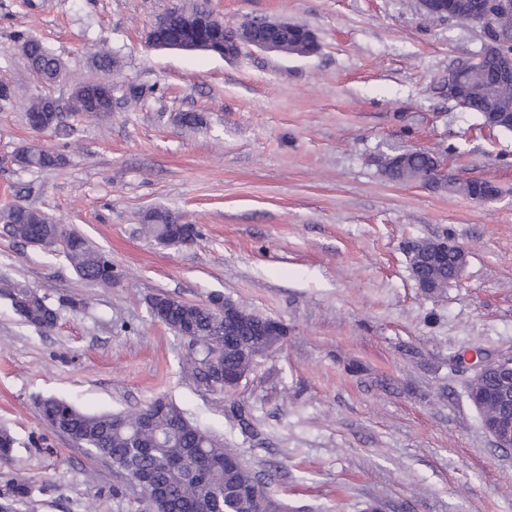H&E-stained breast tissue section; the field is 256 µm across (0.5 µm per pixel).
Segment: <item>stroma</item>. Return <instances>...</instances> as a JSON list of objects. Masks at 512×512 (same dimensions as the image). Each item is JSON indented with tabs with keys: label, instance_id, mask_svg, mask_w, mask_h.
Here are the masks:
<instances>
[{
	"label": "stroma",
	"instance_id": "stroma-1",
	"mask_svg": "<svg viewBox=\"0 0 512 512\" xmlns=\"http://www.w3.org/2000/svg\"><path fill=\"white\" fill-rule=\"evenodd\" d=\"M200 5L230 31L305 25L320 49L245 45L228 60L146 46L157 18ZM18 31L60 58L64 80L31 74ZM484 41L479 25L427 16L417 0H0V82L15 90L0 108V206L34 185L24 204L112 260L111 286H92L63 254L0 229V430L15 440L0 492L31 489L8 512H148L122 471L43 423L48 397L98 414L170 400L271 477L292 512H512V448L483 430L456 361L476 347L512 355V132L480 130L448 95L449 72ZM104 50L120 61L107 74L92 63ZM101 80L140 97L67 136L29 127L37 95ZM181 112L202 124L178 126ZM28 147L66 162L27 170L15 155ZM409 149L502 193L476 202L389 180L385 157ZM154 209L195 225L193 242L143 235ZM447 237L468 264L425 295L406 246ZM18 282L49 295L53 330L12 309ZM213 293L287 330L231 394L184 374L190 347L149 308L158 294Z\"/></svg>",
	"mask_w": 512,
	"mask_h": 512
}]
</instances>
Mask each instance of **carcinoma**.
I'll use <instances>...</instances> for the list:
<instances>
[{
	"mask_svg": "<svg viewBox=\"0 0 512 512\" xmlns=\"http://www.w3.org/2000/svg\"><path fill=\"white\" fill-rule=\"evenodd\" d=\"M451 12L461 17L479 14L485 0H449ZM26 59L39 62L33 70L46 84L58 76L60 60L43 43L24 33L14 35ZM495 53H490L482 69L464 75L457 104L477 114L480 123L503 113L512 114V87L497 85ZM24 168L46 170L64 164L62 154L28 149L19 154ZM430 153L415 150L398 158H386L384 172L392 180H404L407 172L427 170ZM179 217L166 210H153L144 216V231L161 242L178 231ZM6 228L15 239L43 248V241L54 224H40L32 216L8 217ZM68 239L64 256L78 276L100 286L112 285V261L82 235L61 228ZM15 311L41 330H50L58 321V309L27 284H18L10 293ZM155 317L173 332L186 324L194 326L202 340L188 363L187 372L196 377L203 363L215 355L230 376H242L257 357L264 354L267 337L256 333L262 323L266 333L273 332L271 319L241 309L236 319L224 320L201 303L187 306L183 301L157 296L151 303ZM42 420H51L72 442L86 451L105 455L112 465L134 476L153 471L165 487L166 497L150 503L155 512H288V504L271 489L270 482L259 478L242 457L208 430L185 417L174 404L158 398L136 412L92 414L73 404L49 397L40 403Z\"/></svg>",
	"mask_w": 512,
	"mask_h": 512,
	"instance_id": "obj_1",
	"label": "carcinoma"
}]
</instances>
